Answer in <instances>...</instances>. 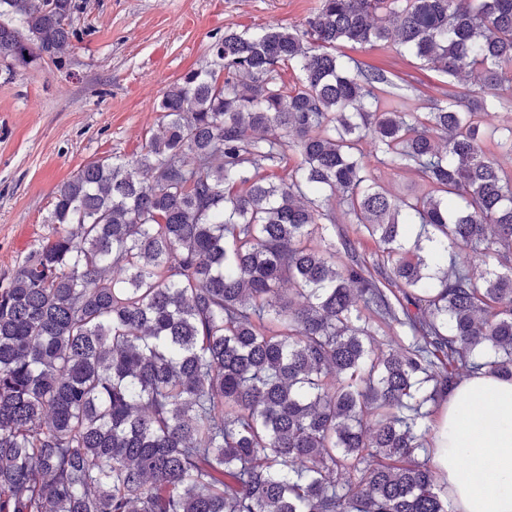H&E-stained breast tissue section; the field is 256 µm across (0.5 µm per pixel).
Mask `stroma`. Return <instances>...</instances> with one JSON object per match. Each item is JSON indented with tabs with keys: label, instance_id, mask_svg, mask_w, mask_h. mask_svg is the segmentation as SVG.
<instances>
[{
	"label": "stroma",
	"instance_id": "obj_1",
	"mask_svg": "<svg viewBox=\"0 0 512 512\" xmlns=\"http://www.w3.org/2000/svg\"><path fill=\"white\" fill-rule=\"evenodd\" d=\"M80 40L63 65L0 62V284L50 237L54 191L86 163L130 160L156 126L155 106L180 76L212 61L225 29L302 27L317 0H83ZM351 57L390 72L410 111L441 97L440 76L394 49Z\"/></svg>",
	"mask_w": 512,
	"mask_h": 512
}]
</instances>
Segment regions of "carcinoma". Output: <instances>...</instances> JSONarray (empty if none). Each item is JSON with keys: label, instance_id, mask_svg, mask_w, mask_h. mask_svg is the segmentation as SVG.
I'll list each match as a JSON object with an SVG mask.
<instances>
[{"label": "carcinoma", "instance_id": "cac0c4a2", "mask_svg": "<svg viewBox=\"0 0 512 512\" xmlns=\"http://www.w3.org/2000/svg\"><path fill=\"white\" fill-rule=\"evenodd\" d=\"M80 10L0 0V61L62 62ZM347 45L448 91L389 109L405 95ZM211 51L144 152L57 186L52 237L0 286V512H450L436 410L463 374L512 380V125L487 122L512 0H320ZM346 53L358 61L387 70L393 75L409 97L407 105L412 112H424L428 99L440 98L442 91L448 89L442 83V77L436 72L423 67L419 61L406 54L400 56L393 48L382 49H349ZM408 86V87H407ZM374 176L378 178V181L392 192H398L399 190H407L408 188L412 191L421 192L424 187L418 177L412 173H400L398 175H389L375 170Z\"/></svg>", "mask_w": 512, "mask_h": 512}]
</instances>
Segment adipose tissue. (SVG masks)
<instances>
[{
	"instance_id": "1",
	"label": "adipose tissue",
	"mask_w": 512,
	"mask_h": 512,
	"mask_svg": "<svg viewBox=\"0 0 512 512\" xmlns=\"http://www.w3.org/2000/svg\"><path fill=\"white\" fill-rule=\"evenodd\" d=\"M431 454L453 512H512V380L463 378L443 403Z\"/></svg>"
}]
</instances>
